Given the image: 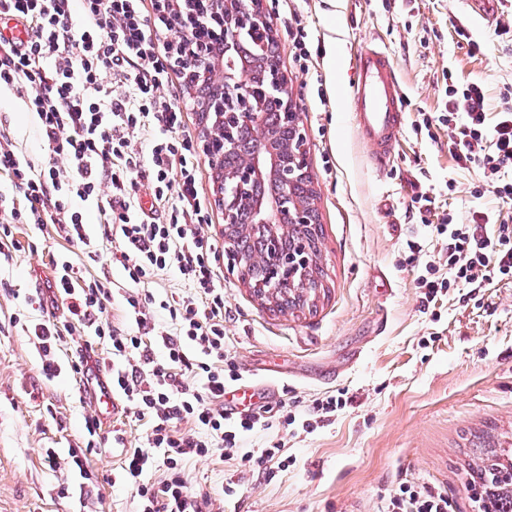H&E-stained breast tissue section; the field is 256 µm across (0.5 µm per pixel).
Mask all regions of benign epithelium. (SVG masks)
<instances>
[{
    "label": "benign epithelium",
    "mask_w": 512,
    "mask_h": 512,
    "mask_svg": "<svg viewBox=\"0 0 512 512\" xmlns=\"http://www.w3.org/2000/svg\"><path fill=\"white\" fill-rule=\"evenodd\" d=\"M256 0H212L214 13L224 15V54H234L238 48L239 25L246 19L257 22L265 20L262 10L255 7ZM266 67L256 66L251 62L244 63L243 68L236 73H220L221 83L231 87L234 97L244 99L250 93L249 85L256 79L265 77ZM277 96L284 105L281 121L291 132L288 147L283 148L275 142V137L266 131L262 122L261 112H239L238 120L257 129L259 146L249 152L240 153L236 170L221 172L220 162L223 151L235 148V141L229 128H224V135L217 134V123L221 113L213 111L211 104L200 107L202 116V131L209 165L215 175L216 194L215 207L224 215V234L230 231L240 232L243 224L248 226H265L272 231L274 240L288 237V225L298 224L313 227L319 223L315 205L309 203L299 205L292 203V186L309 176L307 155L304 143L305 131L300 114L291 107V97L288 91V80L279 79ZM271 177L277 182L275 193L268 198L248 197L249 185L263 178ZM320 244L310 246L304 244L296 251L283 256L281 264L290 270V287L298 293L309 288V277L306 272L317 266V256ZM233 266L241 268L245 262L251 267L263 271L266 269L268 258L257 254L246 260L235 252H230Z\"/></svg>",
    "instance_id": "obj_1"
}]
</instances>
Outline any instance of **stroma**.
<instances>
[{
    "label": "stroma",
    "mask_w": 512,
    "mask_h": 512,
    "mask_svg": "<svg viewBox=\"0 0 512 512\" xmlns=\"http://www.w3.org/2000/svg\"><path fill=\"white\" fill-rule=\"evenodd\" d=\"M300 8L321 42L316 83L295 67L275 0H263L306 130L325 293L313 312L274 313L232 273L226 252L217 254L239 384L271 388L297 418L286 427L271 417L241 445L280 447L289 467L268 482L213 456L188 461L186 476L214 499L203 512H380L403 483L441 490L448 512H478L483 489L470 481L468 450H512V280L423 304L416 279L439 255L411 206L413 183L432 186L436 209L463 223L498 204L477 167L456 164L447 129L420 135L412 122L442 108L450 82L484 81L499 111L501 91L512 87V33L474 17L470 0H302ZM373 43L394 59L409 120L382 172L350 114L352 55ZM14 238L19 250L0 264V512H137L132 491L112 481L119 449L93 452L91 481L66 463L70 449L85 447L84 418L95 408L72 373L42 375L35 341L17 321L38 318L23 299L45 287L63 241L50 224L17 225ZM409 239L424 251L410 254ZM329 395L343 408L304 432L301 420ZM49 448L60 457L53 469L43 460ZM229 477L236 493L226 499Z\"/></svg>",
    "instance_id": "stroma-1"
}]
</instances>
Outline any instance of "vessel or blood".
Returning <instances> with one entry per match:
<instances>
[{"label":"vessel or blood","mask_w":512,"mask_h":512,"mask_svg":"<svg viewBox=\"0 0 512 512\" xmlns=\"http://www.w3.org/2000/svg\"><path fill=\"white\" fill-rule=\"evenodd\" d=\"M352 70V119L371 148L374 168L381 170L390 164L393 145L406 126V94L385 47L359 50L352 59Z\"/></svg>","instance_id":"b4317fda"}]
</instances>
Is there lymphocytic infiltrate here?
<instances>
[{
    "label": "lymphocytic infiltrate",
    "instance_id": "lymphocytic-infiltrate-1",
    "mask_svg": "<svg viewBox=\"0 0 512 512\" xmlns=\"http://www.w3.org/2000/svg\"><path fill=\"white\" fill-rule=\"evenodd\" d=\"M24 35L0 32V92L9 91L34 115L37 160L21 156L0 137V244L19 224H53L67 244L52 261L48 291L64 300V318L32 320L41 373L56 377V352L71 349L70 370L90 379L112 372V391L126 411L147 425L142 445L123 449L119 477L138 512H202L210 495L185 476L194 458L220 455L237 471L266 478L287 469L280 448H244V433L261 427L260 415L224 413L229 356L224 342V289L216 267L217 242L204 226L209 207L200 193L197 144L185 120L187 106L173 90L191 73L213 68L224 46L216 19L184 23L166 5L143 0H0V21ZM118 76L114 91L105 75ZM441 110L418 113L416 129L444 127L458 166L476 165L502 203H512V91L489 113L481 81L448 86ZM152 196L143 207L139 187ZM93 204L100 227L91 239L82 204ZM428 234L445 258L447 274L426 264L417 278L426 302L451 287L480 288L512 277V223L478 210L468 224L437 216ZM90 252L92 274L73 259ZM119 263L131 287L125 295L128 328L114 327L108 265ZM177 271L186 291L141 294L139 285ZM167 329H156L155 315ZM164 357L155 360V348ZM158 471V481H147ZM383 512H448L443 492L400 484Z\"/></svg>",
    "mask_w": 512,
    "mask_h": 512
}]
</instances>
